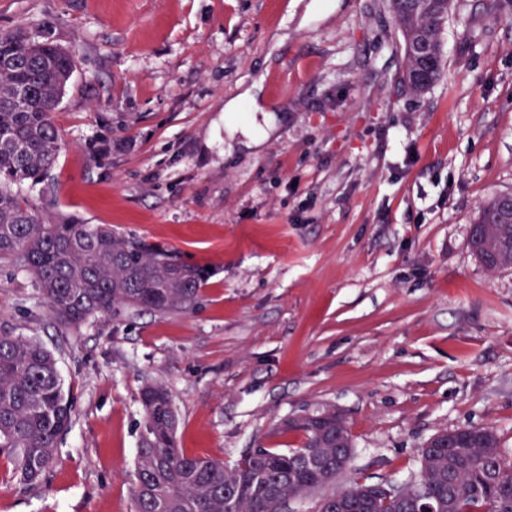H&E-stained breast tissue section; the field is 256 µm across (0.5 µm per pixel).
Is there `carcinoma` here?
<instances>
[{
	"label": "carcinoma",
	"instance_id": "cac0c4a2",
	"mask_svg": "<svg viewBox=\"0 0 512 512\" xmlns=\"http://www.w3.org/2000/svg\"><path fill=\"white\" fill-rule=\"evenodd\" d=\"M402 4L387 0L402 38L404 85L415 63L409 38L421 32L440 48L446 21L442 0H419L405 18ZM73 71V54L52 41L0 33V261L15 260L29 271L67 327L121 308L188 313L208 280L206 268L101 224H55L13 190L41 183L55 166L62 142L53 114ZM497 206L494 195L476 219L483 226L479 262L491 273L512 269V222L495 220ZM141 405L136 512H288L290 501L312 496L318 497L316 512H512V462L489 427H459L447 446H421L417 473L385 483L384 493L356 479L336 492L354 443L344 417L342 441L322 429L336 425L334 410L292 421L289 429L304 437L301 447H259L226 464L177 448L179 417L165 386H145ZM73 410L55 355L35 339L1 331L0 455L20 480L33 483L50 469Z\"/></svg>",
	"mask_w": 512,
	"mask_h": 512
}]
</instances>
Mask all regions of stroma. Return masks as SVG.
<instances>
[{
  "label": "stroma",
  "mask_w": 512,
  "mask_h": 512,
  "mask_svg": "<svg viewBox=\"0 0 512 512\" xmlns=\"http://www.w3.org/2000/svg\"><path fill=\"white\" fill-rule=\"evenodd\" d=\"M15 31L75 61L56 165L20 198L211 273L191 312L67 330L0 264V331L51 350L76 399L41 483L0 458V512H134L154 381L179 448L229 464L299 447L281 424L323 408L362 481L407 478L439 430L488 426L512 453V270L468 246L512 193V0H453L420 94L384 0H0Z\"/></svg>",
  "instance_id": "35a3bbf8"
}]
</instances>
